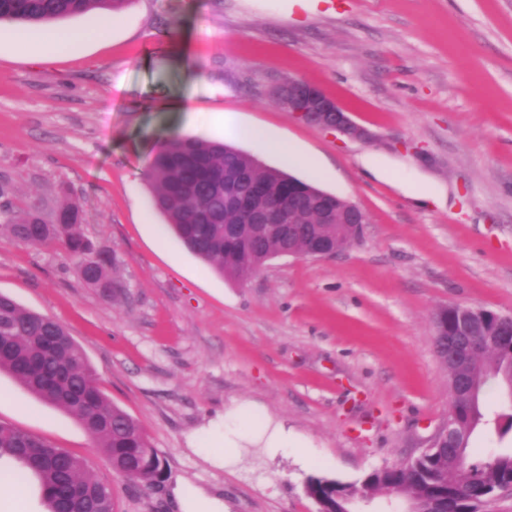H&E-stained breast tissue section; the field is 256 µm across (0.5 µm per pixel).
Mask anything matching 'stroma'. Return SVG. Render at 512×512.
I'll list each match as a JSON object with an SVG mask.
<instances>
[{"instance_id":"35a3bbf8","label":"stroma","mask_w":512,"mask_h":512,"mask_svg":"<svg viewBox=\"0 0 512 512\" xmlns=\"http://www.w3.org/2000/svg\"><path fill=\"white\" fill-rule=\"evenodd\" d=\"M57 26L77 38L54 54L0 21V210L49 218L77 198L123 291L103 297L66 252L19 243L0 223V293L81 345L162 479L146 490L112 476L74 418L6 373L0 422L86 458L111 478L115 512H179L182 487L224 512H318L309 478L357 484L417 456L448 414L435 312L512 315V0L297 13L290 0H131ZM288 77L321 89L369 140L274 104ZM255 128L319 169L285 165ZM175 136L224 141L353 202L362 237L329 258L271 259L240 282L218 275L169 230L143 176ZM245 404L306 451L244 442L214 464L208 434Z\"/></svg>"}]
</instances>
